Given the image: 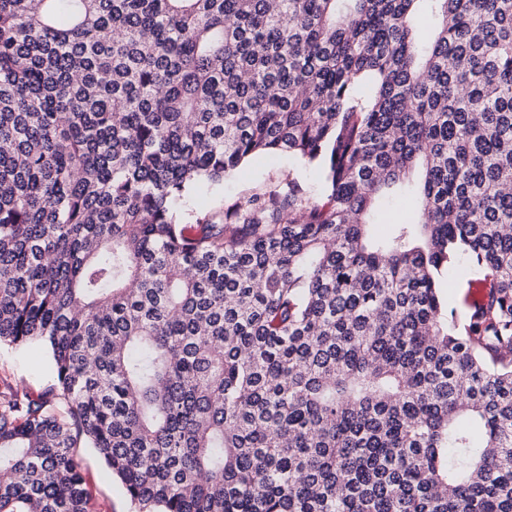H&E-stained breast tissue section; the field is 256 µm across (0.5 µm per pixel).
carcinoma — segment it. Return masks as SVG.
<instances>
[{"instance_id":"cac0c4a2","label":"carcinoma","mask_w":512,"mask_h":512,"mask_svg":"<svg viewBox=\"0 0 512 512\" xmlns=\"http://www.w3.org/2000/svg\"><path fill=\"white\" fill-rule=\"evenodd\" d=\"M2 343L0 512H512V0H0ZM296 177L312 190L319 191L321 178L318 171L298 160L277 158L250 161L224 179L219 187H209L207 192L192 195L190 206L202 215H211L232 201H245L255 194H263L279 186L288 177ZM469 270V266L465 261L458 262L452 273L448 275L444 286L445 299L448 298V309L455 308L458 313L463 311L462 296L466 291V288H456L455 278L464 276ZM52 384L48 356L42 347L16 349L0 345V390L6 385H21L36 396ZM94 497V512H137L111 471L100 463L93 448H76Z\"/></svg>"}]
</instances>
